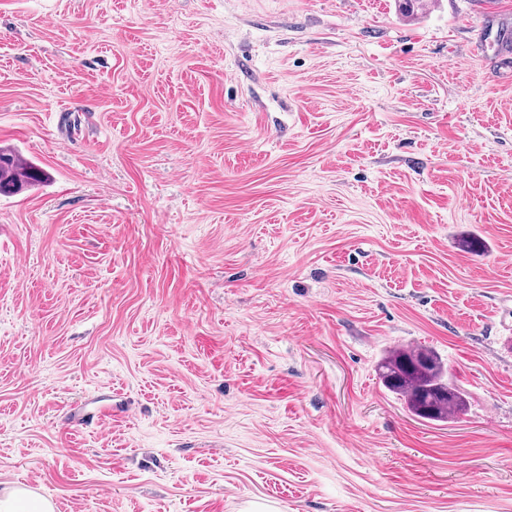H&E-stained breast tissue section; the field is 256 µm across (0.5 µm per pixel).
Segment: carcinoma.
<instances>
[{
	"mask_svg": "<svg viewBox=\"0 0 512 512\" xmlns=\"http://www.w3.org/2000/svg\"><path fill=\"white\" fill-rule=\"evenodd\" d=\"M50 180V174L34 161L0 148V194H14L25 186ZM383 386L404 401L414 416L444 422L461 413L465 402L448 382V369L436 351L426 346H399L378 362Z\"/></svg>",
	"mask_w": 512,
	"mask_h": 512,
	"instance_id": "1",
	"label": "carcinoma"
}]
</instances>
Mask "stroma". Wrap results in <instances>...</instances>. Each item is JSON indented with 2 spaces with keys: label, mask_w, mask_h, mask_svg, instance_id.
<instances>
[{
  "label": "stroma",
  "mask_w": 512,
  "mask_h": 512,
  "mask_svg": "<svg viewBox=\"0 0 512 512\" xmlns=\"http://www.w3.org/2000/svg\"><path fill=\"white\" fill-rule=\"evenodd\" d=\"M425 2L0 0L1 490L512 512V0ZM50 174L15 151L0 148V194H14L25 186L47 183ZM377 369L383 386L420 419L444 422L465 408L461 394L448 382L445 363L432 348L395 347L382 356Z\"/></svg>",
  "instance_id": "1"
}]
</instances>
